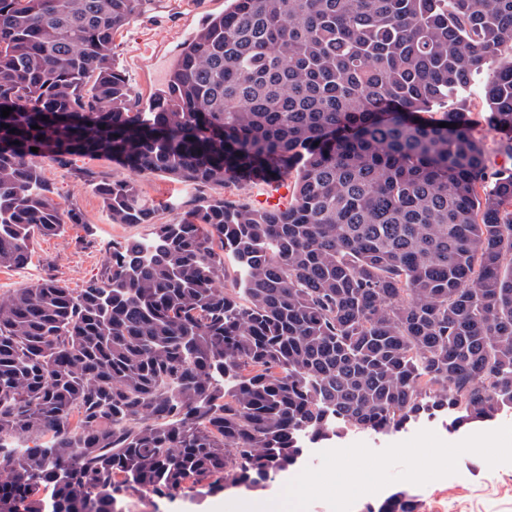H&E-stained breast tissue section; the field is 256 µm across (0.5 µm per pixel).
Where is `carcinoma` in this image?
Here are the masks:
<instances>
[{
	"label": "carcinoma",
	"instance_id": "carcinoma-1",
	"mask_svg": "<svg viewBox=\"0 0 512 512\" xmlns=\"http://www.w3.org/2000/svg\"><path fill=\"white\" fill-rule=\"evenodd\" d=\"M148 2L0 0V266L81 223L38 158L291 197L205 200L78 292L0 295V512L260 489L345 427L512 409V168L465 108L484 76L512 132V0H227L136 109L112 42ZM89 182L112 223H151L137 182Z\"/></svg>",
	"mask_w": 512,
	"mask_h": 512
}]
</instances>
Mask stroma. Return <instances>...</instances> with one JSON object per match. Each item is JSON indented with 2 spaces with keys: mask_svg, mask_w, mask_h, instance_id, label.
I'll return each mask as SVG.
<instances>
[{
  "mask_svg": "<svg viewBox=\"0 0 512 512\" xmlns=\"http://www.w3.org/2000/svg\"><path fill=\"white\" fill-rule=\"evenodd\" d=\"M223 9L224 0H151L143 13L117 32L114 37L116 62L125 72L140 104H147L150 96L161 87L170 63L203 20ZM467 110L472 124L485 138L488 167L501 168L508 162L500 150L501 134L488 125L485 104L479 94L468 98ZM40 165L56 199L62 206L75 208L82 221L68 225L60 235L37 238L24 265L0 267V294L50 279L74 290L84 288L90 281L100 278L114 244L146 237L154 224H167L186 217L205 198L221 197L256 206L268 193L265 181L252 176L222 187H185L159 175L136 174L107 155L76 157L64 166L44 159ZM87 169L102 178L137 181L143 195L156 208L153 224L112 223L101 197L84 179L83 172ZM505 425H512L511 411L493 422L459 429L435 420L421 421L419 426L393 435H370L349 429L342 437L309 445L303 451L301 465L320 467L321 451L357 442L379 451L411 438L421 428L436 432L445 442L456 443L471 434ZM400 490L415 495L423 512H512V464L492 468L481 456L466 453L458 461L456 474L423 486L404 481L392 483L378 493L361 496L352 512H365L367 504L381 502Z\"/></svg>",
  "mask_w": 512,
  "mask_h": 512,
  "instance_id": "1",
  "label": "stroma"
}]
</instances>
